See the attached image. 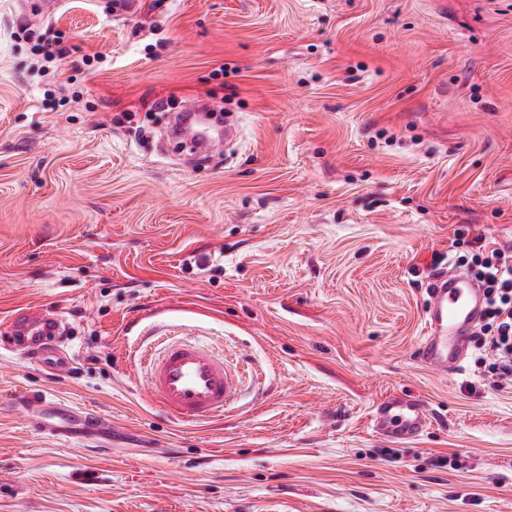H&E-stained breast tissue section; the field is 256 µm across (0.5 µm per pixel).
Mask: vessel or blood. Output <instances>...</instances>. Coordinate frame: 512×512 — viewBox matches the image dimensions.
<instances>
[{
    "mask_svg": "<svg viewBox=\"0 0 512 512\" xmlns=\"http://www.w3.org/2000/svg\"><path fill=\"white\" fill-rule=\"evenodd\" d=\"M191 119V114H179L171 139L202 159L210 130L192 127ZM484 310L483 290L474 278L456 270L435 278L429 290L424 334L416 349L418 361L438 373L461 371ZM60 331L61 319L55 313L20 308L11 314L6 330L0 331V352L20 354L54 373L66 370L72 359L55 343ZM144 368L152 397L183 420L212 418L232 407L239 397L240 370L196 341L163 340L160 348L146 350ZM22 404L34 426L56 436L68 437L74 428L101 434L113 431L111 422L94 412L64 409L52 422L41 412V398L26 396ZM370 425L384 439L415 441L428 426L427 403L403 392L386 395L374 404Z\"/></svg>",
    "mask_w": 512,
    "mask_h": 512,
    "instance_id": "obj_1",
    "label": "vessel or blood"
}]
</instances>
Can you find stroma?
<instances>
[{
  "instance_id": "stroma-1",
  "label": "stroma",
  "mask_w": 512,
  "mask_h": 512,
  "mask_svg": "<svg viewBox=\"0 0 512 512\" xmlns=\"http://www.w3.org/2000/svg\"><path fill=\"white\" fill-rule=\"evenodd\" d=\"M29 3L0 0V322L55 312L74 365L0 353V512H512V387L414 356L431 278L512 246V0ZM201 99L239 137L195 169L165 134ZM137 318L264 389L172 418ZM401 391L408 444L370 427ZM26 394L122 431L53 437ZM21 32L24 38L33 43V54L45 62L51 63L55 60H62L68 53L63 41L59 39L44 38L43 34H37L30 28L22 27ZM370 425L386 440L413 442L428 426L427 403L403 392L386 395L374 404Z\"/></svg>"
}]
</instances>
